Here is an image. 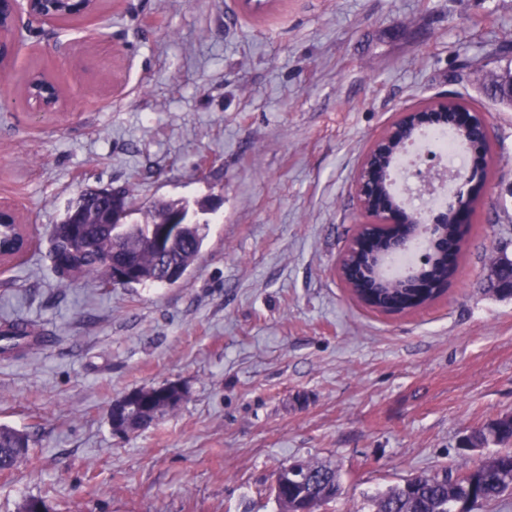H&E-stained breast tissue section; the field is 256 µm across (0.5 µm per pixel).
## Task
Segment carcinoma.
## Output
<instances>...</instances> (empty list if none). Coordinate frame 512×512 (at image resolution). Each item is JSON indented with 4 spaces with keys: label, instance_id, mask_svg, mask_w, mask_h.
I'll use <instances>...</instances> for the list:
<instances>
[{
    "label": "carcinoma",
    "instance_id": "1",
    "mask_svg": "<svg viewBox=\"0 0 512 512\" xmlns=\"http://www.w3.org/2000/svg\"><path fill=\"white\" fill-rule=\"evenodd\" d=\"M111 200L98 196L95 188L88 187L79 193L68 207L62 221L52 230L51 261L56 273L67 278L94 276L103 286L114 285L109 260L112 250L123 249L139 260L140 277L134 284H163L154 255L145 242L144 227L162 223L177 212L189 211L188 205L180 201L159 202L148 208L143 220L126 227L120 239L112 237V225L97 224L95 220L102 208H109ZM84 215L92 249L75 248L67 239L64 230L72 214ZM206 238L201 224H190L184 228L183 239L172 248V260L182 273H189L196 261ZM428 279L442 280L454 275L440 256L420 270ZM405 291L404 282L392 284L378 277H366L357 294L366 304L375 308H386L396 296ZM35 342L29 324L12 322L0 330V350L12 352ZM175 404L160 399L153 413L138 415L133 421V430L151 424ZM512 419L491 420L470 431L460 441L462 448H486L499 445L488 458L487 464L464 462L458 468L441 467L432 474L417 477L406 485H397L374 499L375 512H455L460 501L491 503L499 500L506 492L512 491ZM33 440L31 436L14 427L0 424V471L12 472L26 462L30 456ZM281 486V497L277 503L280 512H289L295 504L302 502L318 512L341 493V485L336 469L319 463L307 462L304 470L292 476L275 473Z\"/></svg>",
    "mask_w": 512,
    "mask_h": 512
}]
</instances>
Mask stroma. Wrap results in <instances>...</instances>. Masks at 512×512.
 I'll return each mask as SVG.
<instances>
[{
  "label": "stroma",
  "mask_w": 512,
  "mask_h": 512,
  "mask_svg": "<svg viewBox=\"0 0 512 512\" xmlns=\"http://www.w3.org/2000/svg\"><path fill=\"white\" fill-rule=\"evenodd\" d=\"M92 20L19 14L25 44L0 77V200L32 245L0 267V324L47 344L0 352V423L33 435L0 474V512H279L274 471L335 467L320 512L373 498L462 455L460 438L512 414V299L484 288L495 239H512V110L493 99L512 53V0H101ZM120 55H113V48ZM39 70L73 112L27 114ZM453 95L492 131L486 191L446 292L384 315L335 263L361 220L354 178L398 112ZM212 204L193 271L174 285L98 287L60 277L51 231L89 186ZM175 383L178 405L121 435L114 400Z\"/></svg>",
  "instance_id": "stroma-1"
}]
</instances>
